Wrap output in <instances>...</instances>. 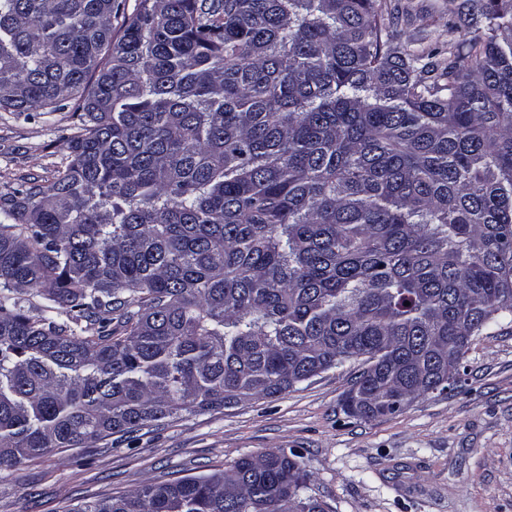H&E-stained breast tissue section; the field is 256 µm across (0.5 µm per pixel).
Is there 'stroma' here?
<instances>
[{"label": "stroma", "mask_w": 512, "mask_h": 512, "mask_svg": "<svg viewBox=\"0 0 512 512\" xmlns=\"http://www.w3.org/2000/svg\"><path fill=\"white\" fill-rule=\"evenodd\" d=\"M400 30L448 40L446 0H403ZM75 101L44 115L0 112V195L50 185L69 161ZM347 363L273 399L150 425L130 439L53 453L0 471V512H72L82 503L222 469L240 457L294 450L332 512H512V322L475 337L461 387L402 412L348 415Z\"/></svg>", "instance_id": "stroma-1"}]
</instances>
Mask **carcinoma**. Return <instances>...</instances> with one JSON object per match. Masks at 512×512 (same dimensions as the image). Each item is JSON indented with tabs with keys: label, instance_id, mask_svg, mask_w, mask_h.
<instances>
[{
	"label": "carcinoma",
	"instance_id": "obj_1",
	"mask_svg": "<svg viewBox=\"0 0 512 512\" xmlns=\"http://www.w3.org/2000/svg\"><path fill=\"white\" fill-rule=\"evenodd\" d=\"M396 11L0 0V112H80L0 196V471L351 361L362 419L460 382L512 318V0H448L445 50ZM310 482L279 449L70 512H332Z\"/></svg>",
	"mask_w": 512,
	"mask_h": 512
}]
</instances>
